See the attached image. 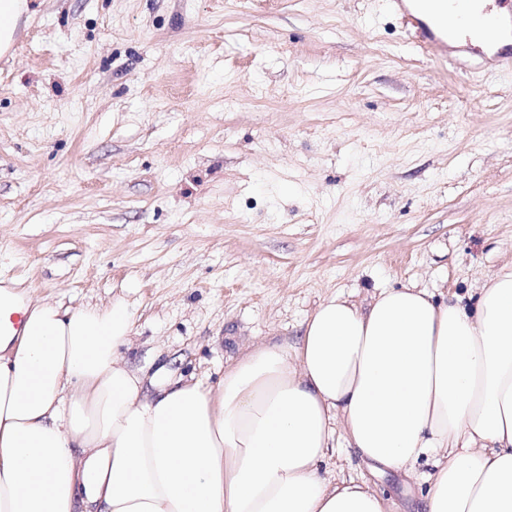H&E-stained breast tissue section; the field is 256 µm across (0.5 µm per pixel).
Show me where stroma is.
<instances>
[{
  "instance_id": "1",
  "label": "stroma",
  "mask_w": 512,
  "mask_h": 512,
  "mask_svg": "<svg viewBox=\"0 0 512 512\" xmlns=\"http://www.w3.org/2000/svg\"><path fill=\"white\" fill-rule=\"evenodd\" d=\"M0 56V281L133 314L127 366L218 386L324 299L512 266V76L386 0H28ZM431 469L330 477L414 512Z\"/></svg>"
}]
</instances>
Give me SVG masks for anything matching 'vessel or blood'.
Wrapping results in <instances>:
<instances>
[{
	"instance_id": "obj_1",
	"label": "vessel or blood",
	"mask_w": 512,
	"mask_h": 512,
	"mask_svg": "<svg viewBox=\"0 0 512 512\" xmlns=\"http://www.w3.org/2000/svg\"><path fill=\"white\" fill-rule=\"evenodd\" d=\"M427 0H388L389 10L409 24L421 48L447 59L454 54L477 57L485 65L512 69V0H458L465 8H478L490 16L486 47L473 45L469 37L457 33V18L449 14L447 0H436L438 8L429 12Z\"/></svg>"
}]
</instances>
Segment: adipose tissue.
I'll use <instances>...</instances> for the list:
<instances>
[{"mask_svg":"<svg viewBox=\"0 0 512 512\" xmlns=\"http://www.w3.org/2000/svg\"><path fill=\"white\" fill-rule=\"evenodd\" d=\"M131 330L124 298L64 310L0 285V512H390L321 474L340 436L374 472L431 458L422 512H512V268L470 305L330 296L215 389L129 369Z\"/></svg>","mask_w":512,"mask_h":512,"instance_id":"obj_1","label":"adipose tissue"}]
</instances>
